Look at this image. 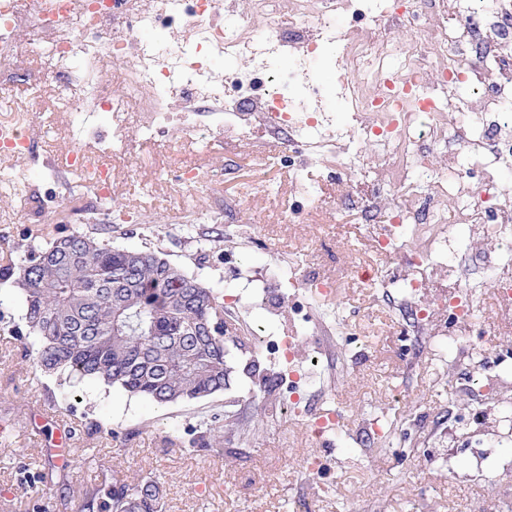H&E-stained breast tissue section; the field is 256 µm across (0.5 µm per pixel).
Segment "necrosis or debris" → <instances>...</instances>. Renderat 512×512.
Returning <instances> with one entry per match:
<instances>
[{"mask_svg": "<svg viewBox=\"0 0 512 512\" xmlns=\"http://www.w3.org/2000/svg\"><path fill=\"white\" fill-rule=\"evenodd\" d=\"M0 7V64L17 57L14 32L24 29L34 49L45 51L64 87L79 98L66 102L77 125L92 112L146 113L152 126L169 124L171 98L180 96L199 112L224 120L202 126L191 114L181 120L198 139L225 144L255 132L283 136L295 184L311 190L305 172L325 165L338 172V200L358 212L372 233L375 252L397 258L399 271L358 266L364 283L381 281L383 304L401 334L409 336L412 358L431 353L449 338L455 364L469 363L472 385L495 399L481 412L465 443L474 462L497 444V418L512 410V374L498 367L512 345L476 351L468 339L477 303L466 291L424 301L425 274L447 264L448 223L471 227L474 255L488 280V294L512 308V284L495 280L499 247L512 232V207L505 205L493 177L473 180L456 162L460 152L512 164V0H472L467 12L450 0H251L241 14L235 0H160L158 9L138 12L131 26L113 27V13L128 0H83L64 24L38 16L28 0ZM355 25L338 28L339 13ZM80 38L70 36V29ZM410 40L396 39V30ZM137 41L128 55L129 41ZM334 50L335 97L351 114L335 122L317 75L322 56ZM246 58V67L233 59ZM289 66H282V59ZM230 61L224 79L218 62ZM121 69V90L112 92L100 74L106 63ZM58 191L72 189L84 175L104 201L108 190L105 151L51 160ZM366 185L368 197L353 195ZM288 291L265 299L273 315H288L295 329L274 345L288 371H264L248 391L260 418L272 421L297 406L333 362L335 328L316 318L310 300H330L334 281L304 274L288 280Z\"/></svg>", "mask_w": 512, "mask_h": 512, "instance_id": "necrosis-or-debris-1", "label": "necrosis or debris"}]
</instances>
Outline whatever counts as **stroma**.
<instances>
[{"mask_svg":"<svg viewBox=\"0 0 512 512\" xmlns=\"http://www.w3.org/2000/svg\"><path fill=\"white\" fill-rule=\"evenodd\" d=\"M15 43L19 63L0 67V98L29 114L34 151L20 158L0 156V171L11 172L32 192L23 198L0 192V268L17 262L16 249L29 235L42 234L48 242L85 231L78 213L93 200L92 186L82 183L53 209L41 206L50 186L46 162L74 145L94 150L97 138L74 136L61 82L47 58L31 51L27 31H17ZM124 119L133 134L127 148L107 160L112 173L107 206L123 218L141 215L145 221L114 225L113 246L161 252L221 294L243 291L238 267L284 274L289 255L305 254L308 270L339 283L331 301L316 302L318 316L360 323L369 344L364 363L326 371L318 412L342 411L347 434L357 418L384 412L400 435L390 451L375 457L348 441L313 445L298 414L288 410L275 421L256 420L237 436H223L220 447H200V420L246 395L248 378L237 375L229 391L169 406L93 381L72 390L36 368L22 298L14 277L8 276L0 279V512H82L101 483L137 478L160 481L162 512H298L295 501L310 450L342 462L339 472L327 473V487L314 498L312 512H360L369 501L378 502L384 512H418L425 503L432 512H471L478 506L488 490L468 483L470 453L458 450L457 436L436 432L419 440L401 435L415 414L440 417L453 402L464 401L469 409L478 402L463 396L456 375L446 370L451 344L422 357L411 370L391 355V318L350 272L354 261L381 263L360 217L340 207L318 209L295 193L291 169L280 160L281 141L264 135L251 144L207 145L176 124L143 134L149 121L145 114L130 112ZM229 161L238 171L230 182L224 178ZM190 166L209 178L206 191L192 194L183 186L182 172ZM297 210L302 222L284 223L285 212ZM248 219L261 226L257 245L244 248L222 237L203 249L195 240L204 230ZM482 287L468 261L431 274L425 294L449 296ZM225 323L226 339L235 343L239 361L256 356L278 369L274 356L259 352L257 344L262 336L290 335L287 316L274 317L245 302L240 316ZM471 338L484 350L512 341V313L480 304ZM60 424L72 428V445L56 442L54 430ZM426 441L456 449L453 473L421 465Z\"/></svg>","mask_w":512,"mask_h":512,"instance_id":"obj_1","label":"stroma"}]
</instances>
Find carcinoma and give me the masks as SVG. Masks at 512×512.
I'll return each mask as SVG.
<instances>
[{
  "instance_id": "carcinoma-1",
  "label": "carcinoma",
  "mask_w": 512,
  "mask_h": 512,
  "mask_svg": "<svg viewBox=\"0 0 512 512\" xmlns=\"http://www.w3.org/2000/svg\"><path fill=\"white\" fill-rule=\"evenodd\" d=\"M17 284L36 364L66 372L76 387L95 380L160 405L227 389L224 306L213 288L154 252L112 247L72 233L22 251ZM157 481L104 485L88 512H160Z\"/></svg>"
}]
</instances>
